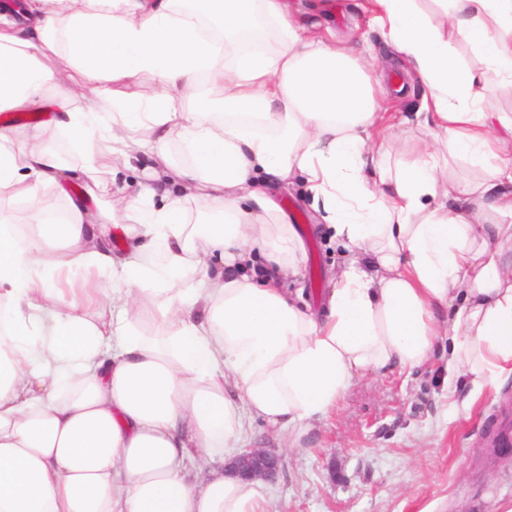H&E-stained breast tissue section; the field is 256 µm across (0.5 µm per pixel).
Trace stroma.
Wrapping results in <instances>:
<instances>
[{"instance_id":"obj_1","label":"stroma","mask_w":512,"mask_h":512,"mask_svg":"<svg viewBox=\"0 0 512 512\" xmlns=\"http://www.w3.org/2000/svg\"><path fill=\"white\" fill-rule=\"evenodd\" d=\"M288 2L291 10L303 12L316 36L356 46L389 92L384 111H417L419 85L386 45L365 9L367 0ZM40 120L47 146L66 164L90 162L113 176L111 195H98L97 203L112 207L117 223H133L123 203L144 198L154 154L130 162L105 151L89 154L58 131L52 113L41 112ZM277 201L304 241L305 300L311 309H321L349 252L315 218L301 188L278 191ZM445 375L440 362L409 373L364 372L335 414L312 423L291 448L255 422L249 446L276 448L282 457L276 475L259 487L266 512H512V455L498 457L490 446L502 421L512 419V378L469 402L465 389L449 393Z\"/></svg>"}]
</instances>
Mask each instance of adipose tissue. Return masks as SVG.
I'll use <instances>...</instances> for the list:
<instances>
[{
    "label": "adipose tissue",
    "instance_id": "1",
    "mask_svg": "<svg viewBox=\"0 0 512 512\" xmlns=\"http://www.w3.org/2000/svg\"><path fill=\"white\" fill-rule=\"evenodd\" d=\"M179 2L0 6V113L52 107L75 144L126 156L148 128L163 200L130 202L132 224L84 195L53 215L40 188H100V171L64 164L43 125L0 129V194L27 218L0 215V512H264L222 468L253 420L297 440L360 373L420 368L443 337L448 371L474 391L512 377V115L482 106L489 77L512 85V0H435L440 24L419 0H370L424 88L417 123L440 147L394 164L391 117L352 46L318 39L285 0ZM214 10L224 34L208 38L200 19ZM261 25L276 48L254 38ZM454 35L479 66L458 59ZM59 67L97 98L80 105L53 87ZM179 92L196 108L180 109ZM173 134L181 164L164 152ZM458 159L480 180H449ZM261 178L301 179L359 253L320 312L280 284L299 276L304 245ZM194 197L220 221L186 223ZM147 316L157 335L137 333Z\"/></svg>",
    "mask_w": 512,
    "mask_h": 512
}]
</instances>
